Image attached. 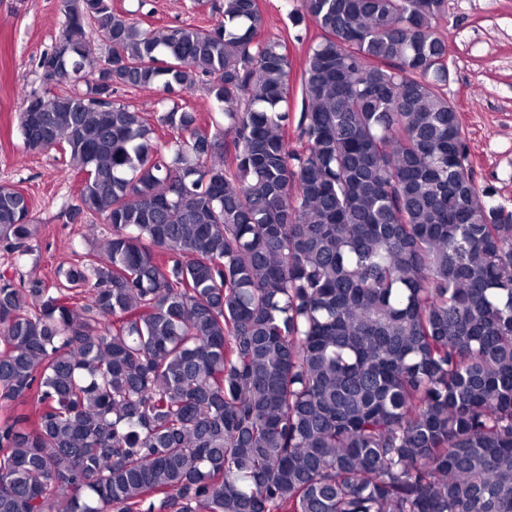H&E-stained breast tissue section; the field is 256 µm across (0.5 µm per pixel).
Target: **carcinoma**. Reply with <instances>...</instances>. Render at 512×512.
<instances>
[{
	"label": "carcinoma",
	"mask_w": 512,
	"mask_h": 512,
	"mask_svg": "<svg viewBox=\"0 0 512 512\" xmlns=\"http://www.w3.org/2000/svg\"><path fill=\"white\" fill-rule=\"evenodd\" d=\"M219 11L63 0L20 134L112 232L51 284L0 273V512H512V211L448 99L447 0H300V151L285 43ZM199 82L222 131L114 99ZM38 232L1 184L0 243ZM112 0V6L120 11H130L133 18L141 26L149 29L191 24L200 27H212L221 14L212 9L215 0L208 1L202 6L193 3L194 0Z\"/></svg>",
	"instance_id": "cac0c4a2"
}]
</instances>
